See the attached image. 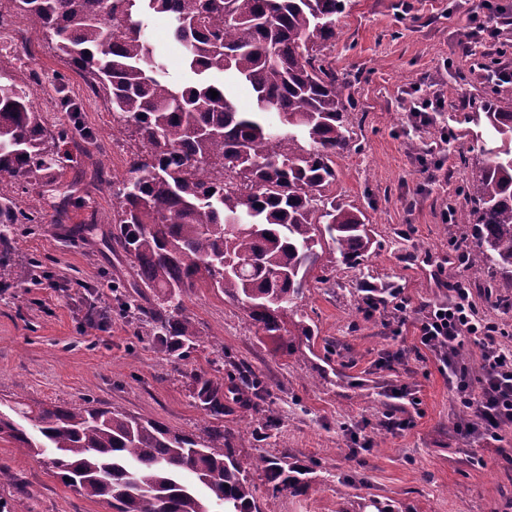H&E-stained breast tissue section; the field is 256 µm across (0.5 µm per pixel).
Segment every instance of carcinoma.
Wrapping results in <instances>:
<instances>
[{
  "label": "carcinoma",
  "instance_id": "cac0c4a2",
  "mask_svg": "<svg viewBox=\"0 0 512 512\" xmlns=\"http://www.w3.org/2000/svg\"><path fill=\"white\" fill-rule=\"evenodd\" d=\"M36 20L45 40L112 110L116 125L146 148L130 160L113 193L108 238L151 288L150 307L121 302L142 328L179 359L202 341L182 296L215 288L242 304L257 330L281 335L325 251L358 265L371 244L368 218L336 202L338 155L351 143L346 76L322 58L336 39L343 0H11ZM165 14L173 38L200 80L175 86L142 20ZM228 75L251 87L240 109ZM218 92L213 98L209 90ZM488 127L508 139L483 150L487 161L464 192L474 225L473 263L512 278V110L483 105ZM64 131L46 126L30 92L0 72V266H8L15 226L39 224L17 194L57 179L72 161ZM194 398L224 419V398L246 406L258 382L197 375ZM0 441L48 465L62 483L109 512H253L249 473L225 446L224 430L205 439L110 408L17 400L0 411ZM272 494L296 492L306 471L261 459Z\"/></svg>",
  "mask_w": 512,
  "mask_h": 512
}]
</instances>
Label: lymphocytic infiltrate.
Masks as SVG:
<instances>
[{"label": "lymphocytic infiltrate", "instance_id": "f902f5d3", "mask_svg": "<svg viewBox=\"0 0 512 512\" xmlns=\"http://www.w3.org/2000/svg\"><path fill=\"white\" fill-rule=\"evenodd\" d=\"M448 303L429 307L417 325L419 342L434 351L448 369V382L457 399L477 421L466 424L464 433L497 438L501 426L512 423V350L501 343L505 332L497 322L479 317L465 282L452 286ZM479 344L480 375L458 359L466 342Z\"/></svg>", "mask_w": 512, "mask_h": 512}]
</instances>
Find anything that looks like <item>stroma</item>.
<instances>
[{"instance_id": "35a3bbf8", "label": "stroma", "mask_w": 512, "mask_h": 512, "mask_svg": "<svg viewBox=\"0 0 512 512\" xmlns=\"http://www.w3.org/2000/svg\"><path fill=\"white\" fill-rule=\"evenodd\" d=\"M496 2L494 36L464 46L459 31L472 0H347L324 51L346 74L352 103V141L336 159L329 193L368 217V255L354 267L323 255L328 279L310 281L296 314L311 333L290 346L257 332L223 293L193 289L183 305L204 341L176 361L120 310L117 292L144 302L154 293H134L130 262L101 243L112 181L138 146L113 136L110 108L57 56L39 23L0 0V17L14 23L0 39V71L14 75L47 122L71 132L78 146L55 184L19 197L43 220L17 226L12 259H35L39 268L23 281L0 274V408L20 398L91 400L197 437L223 425L252 479L258 512H368L373 501L385 512H512V423L496 441L461 432L473 414L416 329L424 309L448 302L452 284L463 281L479 315L498 322L512 348V280L471 266L463 246L470 226L445 220L448 207L468 204L464 187L487 138L483 102L512 110V84L495 75L512 69V0ZM145 26L165 50L169 80L185 82L184 57L169 49V18L153 14ZM433 95L441 99L434 123L414 125L411 111ZM102 148L108 160L99 170ZM64 199L63 225L54 213ZM368 283L399 287L405 323L387 309L364 313ZM91 315L100 327L88 328ZM197 374L228 382L252 374L262 391L249 409L231 405L219 423L193 398ZM392 415L409 427H389ZM283 457L307 468V483L276 496L258 465ZM0 463L15 475L0 496L14 499L17 512H106L17 444L0 442Z\"/></svg>"}]
</instances>
